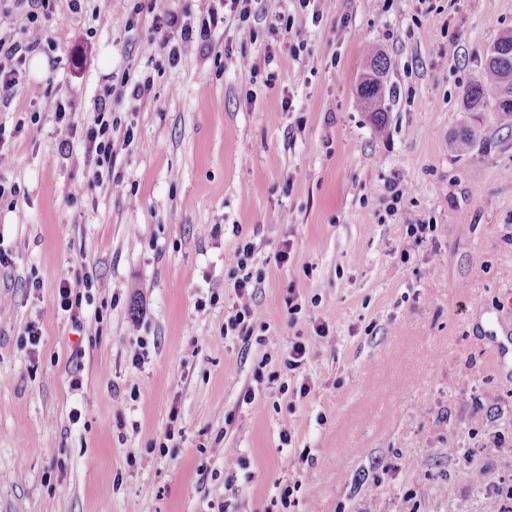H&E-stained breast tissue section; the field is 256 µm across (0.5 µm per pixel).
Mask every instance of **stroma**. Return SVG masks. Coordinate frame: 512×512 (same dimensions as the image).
I'll use <instances>...</instances> for the list:
<instances>
[{"label":"stroma","instance_id":"stroma-1","mask_svg":"<svg viewBox=\"0 0 512 512\" xmlns=\"http://www.w3.org/2000/svg\"><path fill=\"white\" fill-rule=\"evenodd\" d=\"M137 2L77 13L56 0V49L0 103V183L18 189L0 197V512H211L237 454L250 469L230 512H282L283 484L291 512H497L496 485L512 484V450L494 445L512 443V130L466 111L461 91L512 31V0H334L316 24L291 2L290 32L231 15L174 67L145 53L149 22L128 26ZM369 44L391 62L381 130L356 98ZM126 73L153 81L147 101L112 103L137 138L114 146L119 187L90 188L82 145L61 152L54 113L26 87L51 83L84 128ZM465 124L484 149L449 150ZM392 178L408 188L393 215ZM409 217L435 225L434 241L408 248ZM241 242L262 274L247 346L224 333L225 256ZM77 271L94 276L81 336L57 300ZM300 339L306 364L284 370ZM467 450L486 483L459 466ZM396 457L402 469L375 485Z\"/></svg>","mask_w":512,"mask_h":512}]
</instances>
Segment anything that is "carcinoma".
<instances>
[{
  "label": "carcinoma",
  "mask_w": 512,
  "mask_h": 512,
  "mask_svg": "<svg viewBox=\"0 0 512 512\" xmlns=\"http://www.w3.org/2000/svg\"><path fill=\"white\" fill-rule=\"evenodd\" d=\"M389 67L390 60L381 49H366L365 76L357 89V99L380 130L385 126L382 100ZM463 103L470 112L489 108L496 112L500 125L512 127V33L502 35L487 48L479 75L463 89ZM479 144L477 133L469 127L461 128L449 139L450 148L460 153Z\"/></svg>",
  "instance_id": "cac0c4a2"
}]
</instances>
